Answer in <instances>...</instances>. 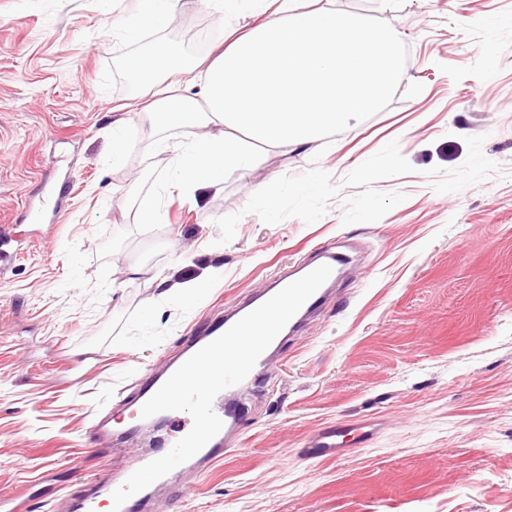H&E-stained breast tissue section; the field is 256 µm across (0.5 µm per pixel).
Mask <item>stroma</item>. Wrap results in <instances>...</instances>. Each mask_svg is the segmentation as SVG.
Returning <instances> with one entry per match:
<instances>
[{"mask_svg": "<svg viewBox=\"0 0 512 512\" xmlns=\"http://www.w3.org/2000/svg\"><path fill=\"white\" fill-rule=\"evenodd\" d=\"M335 5L400 32L393 93L317 152L251 144L256 169L192 200L168 190L172 152L140 139L126 63L252 13L185 10L132 43L112 20L133 0H0V497L22 512H71L127 449L149 452L147 434L90 431L132 417L146 377L320 249L350 274L282 337L269 383L239 390L244 436L177 477L169 512H512V0ZM146 194L158 223L135 217ZM217 266L191 306L164 300ZM339 423L373 436L303 455Z\"/></svg>", "mask_w": 512, "mask_h": 512, "instance_id": "stroma-1", "label": "stroma"}]
</instances>
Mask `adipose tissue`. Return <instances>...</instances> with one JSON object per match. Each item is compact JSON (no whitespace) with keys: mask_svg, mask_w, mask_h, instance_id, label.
I'll list each match as a JSON object with an SVG mask.
<instances>
[{"mask_svg":"<svg viewBox=\"0 0 512 512\" xmlns=\"http://www.w3.org/2000/svg\"><path fill=\"white\" fill-rule=\"evenodd\" d=\"M181 4L220 10L224 0H138L112 30L139 41L145 30L170 25ZM253 8L262 22L207 56L188 61L161 44L129 63L149 95L137 104L149 147L159 146L158 126L195 130L171 146L172 191H220L227 172L251 170L256 159L237 137L242 130L267 145L316 149L325 132L375 111L402 75L397 30L331 6L300 11L289 0H254Z\"/></svg>","mask_w":512,"mask_h":512,"instance_id":"1","label":"adipose tissue"}]
</instances>
